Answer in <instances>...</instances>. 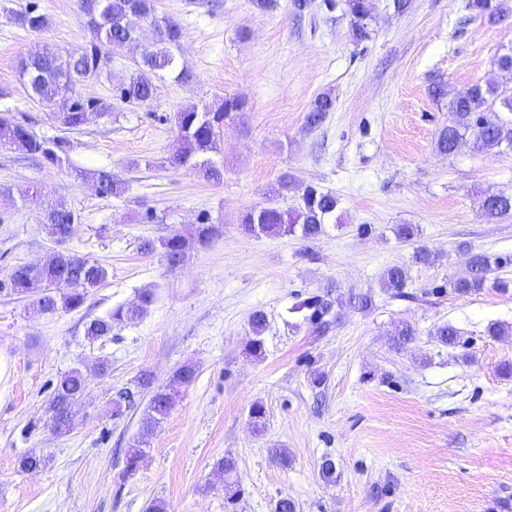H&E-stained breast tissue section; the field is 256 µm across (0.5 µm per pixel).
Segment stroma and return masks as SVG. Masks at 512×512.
Returning <instances> with one entry per match:
<instances>
[{"mask_svg": "<svg viewBox=\"0 0 512 512\" xmlns=\"http://www.w3.org/2000/svg\"><path fill=\"white\" fill-rule=\"evenodd\" d=\"M467 2L411 0L400 14L392 0H373L370 38L358 44L345 9L326 12L322 0L300 14L292 0L266 12L251 0H157L158 15L182 30L178 57L192 80H156L152 101L125 103L116 89L139 51L112 54L75 91L102 111L69 131L29 98L19 70L45 45L88 47L85 17L76 0H0V114L63 140L69 159L52 167L0 147V184L64 200L79 216L64 251L107 271L73 312L43 314L31 297L0 293V512H144L153 499L169 512H274L283 497L297 512H512V335L488 333L493 324L512 328V292L459 296L445 287L465 272L463 248L512 255V219L481 215L483 193H512V150L435 149L451 116L432 85L453 93L491 81L512 91V73L493 64L512 47V16L490 24ZM32 5L49 21L37 32L17 20ZM323 93L336 108L308 129L305 115ZM227 96L245 107L224 126L221 181L165 167L175 113ZM79 168L111 170L127 190L102 195L76 178ZM284 171L333 191L340 223L312 241L245 234L243 210L292 206L275 195ZM203 214L217 233L180 266L141 251L143 240L187 230ZM399 224L417 225L418 236L398 239ZM423 246L433 264L414 263ZM55 248L39 210L0 199V283ZM394 264L409 269L400 299L381 285ZM144 288L156 300L143 318L85 338L87 321ZM329 292L367 293L373 306L343 307L318 333L298 306ZM257 310L267 320L265 352L252 359L244 348ZM402 321L417 334L397 349L391 335ZM444 323L459 332L454 346L434 336ZM102 359L110 370L100 376ZM187 363L195 381L181 388L136 474L123 477L120 460L148 397L116 417L118 392L141 370L165 383ZM73 368L88 386L75 428L57 436L45 407ZM318 372L325 383L316 388ZM257 402L266 411L260 430L248 417ZM275 448L288 449V465L272 457ZM31 450L50 455L46 468L20 470ZM228 452L244 490L232 508L216 466ZM326 456L336 464L331 482L319 475Z\"/></svg>", "mask_w": 512, "mask_h": 512, "instance_id": "35a3bbf8", "label": "stroma"}]
</instances>
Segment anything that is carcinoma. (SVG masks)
<instances>
[{"mask_svg":"<svg viewBox=\"0 0 512 512\" xmlns=\"http://www.w3.org/2000/svg\"><path fill=\"white\" fill-rule=\"evenodd\" d=\"M80 12L87 19L92 41L88 48L69 53L45 45L20 65V78L28 95L38 102L60 124L68 128L83 125L85 114L96 108L90 100L73 95L74 89L86 79L97 75L101 47L119 52L136 42L142 24L153 25L154 42L146 45L136 64V73L118 88L117 97L124 103H146L153 99L154 79L173 74L177 80L191 77L186 68H178L174 49L179 47L182 32L179 26L156 14L155 0H77ZM351 17V33L360 42L370 36L369 21L372 5L370 0H346ZM467 8L476 18L496 22L505 16L500 0H468ZM21 25L30 31H40L48 24L47 17L34 7L18 15ZM336 99L331 94L319 95L305 116L306 126L319 127L327 114L334 110ZM244 102L235 96H226L215 109L202 111L191 106L176 113L177 134L175 145L167 158V164L178 170H192L208 181L218 182L222 173L212 159L219 152L224 122L232 113L243 109ZM448 112L454 120L443 127L436 139L435 148L443 154H452L460 147H473L492 151L503 145L512 148V93L501 91L491 82L468 85L448 101ZM0 147L18 150L40 158L43 163L60 167L67 162L65 143L60 140L40 138L26 125L12 120H0ZM76 177L89 178L96 183L103 195L119 196L125 184L108 170H79ZM19 196L22 204L40 208L48 234L61 243L77 216L60 200L46 201L38 189L29 187ZM339 201L336 194L308 185L299 193V202L291 208L266 206L250 208L240 217L245 231L255 235L283 236L300 233L305 240H314L324 232V225L336 217ZM481 214L488 221L512 218V194L487 193L481 201ZM217 228L204 216L187 233L173 232L158 241L147 240L141 249L146 252L161 250L167 263L179 265L190 244H207ZM464 263L471 269L466 279H454L447 283L458 294H470L491 288L507 292L512 288V278L498 274V270L512 262V257L491 256L466 249ZM107 273L94 260L54 251L38 265L18 267L10 277L9 291L16 295L35 296L33 305L43 313L71 312L81 309L92 289L98 287ZM409 278L408 268L402 265L388 267L382 276V287L393 296L402 294ZM156 299L152 288L139 292L135 301L119 304L105 315L86 323L85 336L96 341L112 335L127 323L145 316ZM343 305L340 298L312 296L300 307L309 311L307 324L315 330H325L337 315L335 308ZM253 339L246 352L256 359L264 355L263 334L266 316L255 311L249 318ZM196 378V369L183 365L165 385H154V376L145 371L136 380V388L150 394L145 417L139 432L129 443L124 463V473L136 470L145 448L149 447L153 431L171 413L178 402L179 388L190 385ZM83 373L73 369L61 375L48 401L47 413L50 426L57 435L70 433L75 426L74 405L86 390Z\"/></svg>","mask_w":512,"mask_h":512,"instance_id":"1","label":"carcinoma"}]
</instances>
